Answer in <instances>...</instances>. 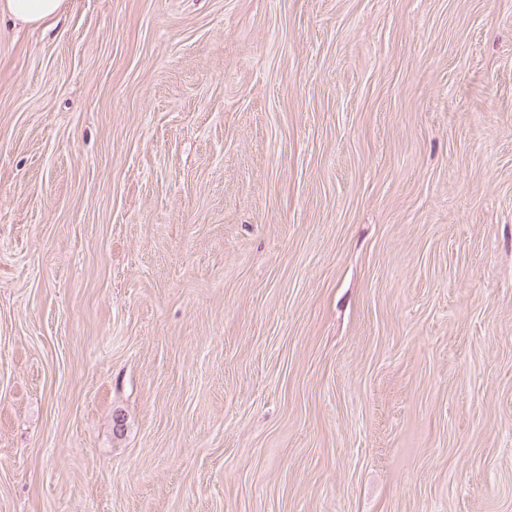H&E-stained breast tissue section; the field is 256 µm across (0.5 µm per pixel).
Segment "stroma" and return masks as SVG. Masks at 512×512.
<instances>
[{
    "instance_id": "stroma-1",
    "label": "stroma",
    "mask_w": 512,
    "mask_h": 512,
    "mask_svg": "<svg viewBox=\"0 0 512 512\" xmlns=\"http://www.w3.org/2000/svg\"><path fill=\"white\" fill-rule=\"evenodd\" d=\"M0 512H512V0L0 36Z\"/></svg>"
}]
</instances>
